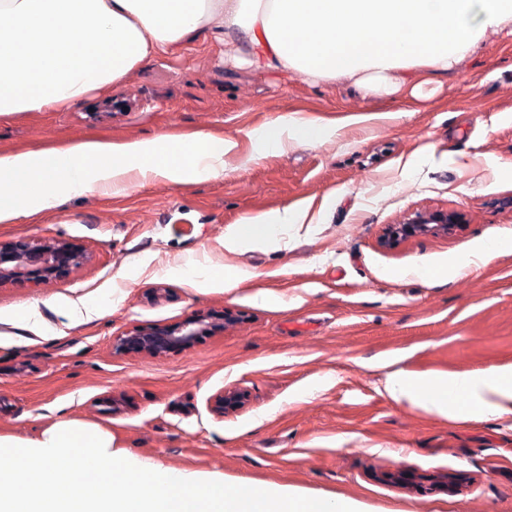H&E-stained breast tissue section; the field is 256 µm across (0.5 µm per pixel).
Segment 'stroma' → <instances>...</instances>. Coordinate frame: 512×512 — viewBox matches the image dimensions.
<instances>
[{
    "mask_svg": "<svg viewBox=\"0 0 512 512\" xmlns=\"http://www.w3.org/2000/svg\"><path fill=\"white\" fill-rule=\"evenodd\" d=\"M295 112L327 136L254 156L250 131ZM197 131L237 141L224 176L134 182L0 224V243L63 237L88 256L64 279L0 289V436L34 438L65 417L168 470L358 512H512V415L453 421L386 389L393 373L512 366V35L487 33L415 96L259 71L203 34L68 109L0 116V152ZM307 202L321 223L225 249L248 218ZM455 212L452 232L381 243L388 225ZM487 237L495 256L466 265ZM186 264L240 281L202 291L169 275ZM79 298L109 309L59 317ZM31 307L41 323L26 329L16 316ZM207 312L230 320L189 350L114 347ZM223 389L245 405L216 414Z\"/></svg>",
    "mask_w": 512,
    "mask_h": 512,
    "instance_id": "stroma-1",
    "label": "stroma"
}]
</instances>
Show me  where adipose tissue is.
<instances>
[{
	"label": "adipose tissue",
	"instance_id": "ef3b65f1",
	"mask_svg": "<svg viewBox=\"0 0 512 512\" xmlns=\"http://www.w3.org/2000/svg\"><path fill=\"white\" fill-rule=\"evenodd\" d=\"M510 22L512 0H0V116L70 107L203 31L243 44L257 67L323 82L346 76L378 91L447 75L486 32ZM325 134L292 114L250 137L262 156ZM235 147L198 133L0 153V223L66 198L117 193L137 179H215ZM310 221L305 208L264 213L234 228L224 247L271 242L284 225ZM386 387L396 398L420 390L423 408L456 421L512 414V368L413 380L392 374ZM454 392L464 404L451 400Z\"/></svg>",
	"mask_w": 512,
	"mask_h": 512
}]
</instances>
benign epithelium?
<instances>
[{"label":"benign epithelium","mask_w":512,"mask_h":512,"mask_svg":"<svg viewBox=\"0 0 512 512\" xmlns=\"http://www.w3.org/2000/svg\"><path fill=\"white\" fill-rule=\"evenodd\" d=\"M460 214H435L418 217L407 224H394L387 228L382 244L393 247L401 240L431 228L451 231L461 223ZM87 259L77 243L66 238H21L0 243V288L43 283L66 277L72 268ZM224 327V318L211 313L200 314L194 319L165 327H138L119 337L116 350L128 354L151 357L192 348L202 337ZM245 393L228 390L213 398L215 411L224 414L240 409Z\"/></svg>","instance_id":"1"}]
</instances>
